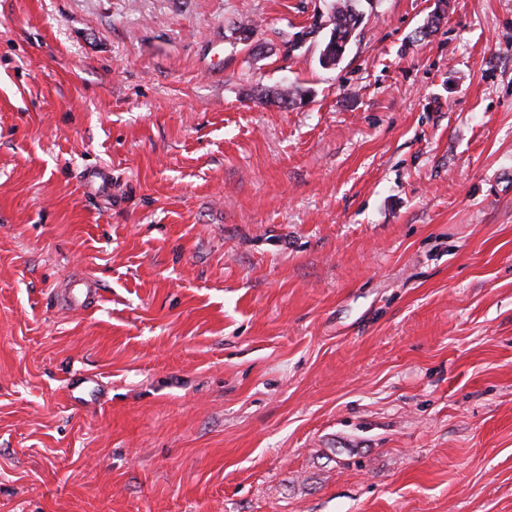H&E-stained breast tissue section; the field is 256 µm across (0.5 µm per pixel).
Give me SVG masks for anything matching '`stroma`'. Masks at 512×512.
<instances>
[{"label": "stroma", "mask_w": 512, "mask_h": 512, "mask_svg": "<svg viewBox=\"0 0 512 512\" xmlns=\"http://www.w3.org/2000/svg\"><path fill=\"white\" fill-rule=\"evenodd\" d=\"M358 6L0 0V512H512V0ZM328 13L329 32L320 51L322 67L336 65L362 22L356 0H333ZM64 302L72 308H86L97 301V288L84 279L70 281L61 291Z\"/></svg>", "instance_id": "1"}]
</instances>
